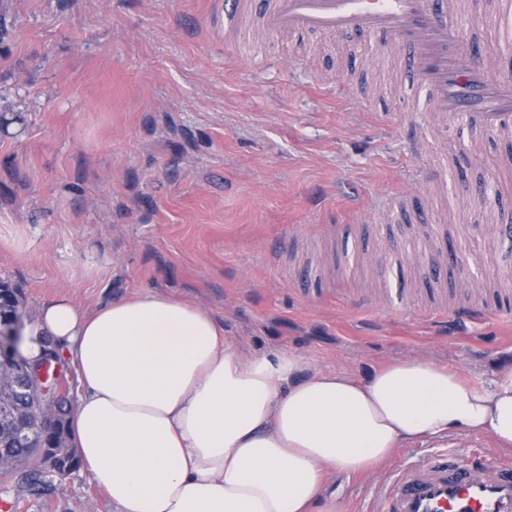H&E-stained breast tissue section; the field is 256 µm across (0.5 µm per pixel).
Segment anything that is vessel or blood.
I'll return each mask as SVG.
<instances>
[{
    "instance_id": "obj_1",
    "label": "vessel or blood",
    "mask_w": 512,
    "mask_h": 512,
    "mask_svg": "<svg viewBox=\"0 0 512 512\" xmlns=\"http://www.w3.org/2000/svg\"><path fill=\"white\" fill-rule=\"evenodd\" d=\"M272 34L372 33L402 64L431 111L491 132L512 131V82L492 74L459 23L460 0H257ZM376 512H512V466L456 451L424 455L392 477Z\"/></svg>"
}]
</instances>
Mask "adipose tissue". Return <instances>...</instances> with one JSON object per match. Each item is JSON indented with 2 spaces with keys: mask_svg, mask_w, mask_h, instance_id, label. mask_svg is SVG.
<instances>
[{
  "mask_svg": "<svg viewBox=\"0 0 512 512\" xmlns=\"http://www.w3.org/2000/svg\"><path fill=\"white\" fill-rule=\"evenodd\" d=\"M59 345L82 392L70 420L112 512H327L329 477L406 444L484 433L512 453V368L490 387L408 355L366 378L245 353L209 310L158 290L93 312L62 298L23 331Z\"/></svg>",
  "mask_w": 512,
  "mask_h": 512,
  "instance_id": "ef3b65f1",
  "label": "adipose tissue"
}]
</instances>
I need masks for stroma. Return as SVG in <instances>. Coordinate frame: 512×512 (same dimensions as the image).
Wrapping results in <instances>:
<instances>
[{"label": "stroma", "instance_id": "1", "mask_svg": "<svg viewBox=\"0 0 512 512\" xmlns=\"http://www.w3.org/2000/svg\"><path fill=\"white\" fill-rule=\"evenodd\" d=\"M219 0H12L0 40V277L28 317L59 297L93 311L158 289L206 307L258 356L367 377L409 353L479 386L512 367V322L454 309L512 275V135L431 112L402 122L410 77L373 34L224 30ZM466 23L512 78V25ZM438 167V181L423 169ZM482 185L486 202L462 196ZM423 194L426 224L387 211ZM453 244L445 286L431 253ZM402 291L400 312L351 309ZM512 464L482 433L396 449L331 476L332 512H373L388 477L431 451ZM21 512H112L84 470Z\"/></svg>", "mask_w": 512, "mask_h": 512}]
</instances>
